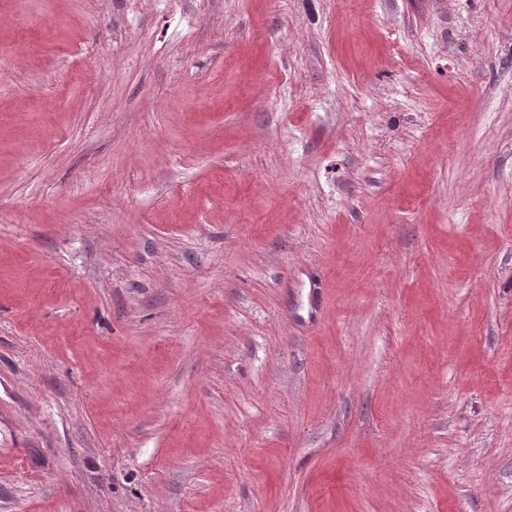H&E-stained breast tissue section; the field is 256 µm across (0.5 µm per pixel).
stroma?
<instances>
[{
	"label": "stroma",
	"instance_id": "35a3bbf8",
	"mask_svg": "<svg viewBox=\"0 0 512 512\" xmlns=\"http://www.w3.org/2000/svg\"><path fill=\"white\" fill-rule=\"evenodd\" d=\"M0 512H512V0H0Z\"/></svg>",
	"mask_w": 512,
	"mask_h": 512
}]
</instances>
